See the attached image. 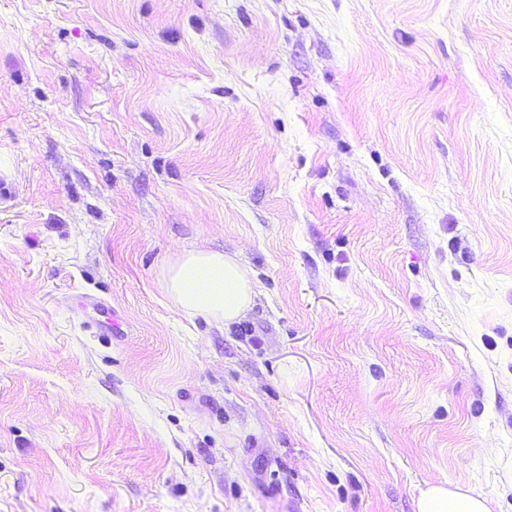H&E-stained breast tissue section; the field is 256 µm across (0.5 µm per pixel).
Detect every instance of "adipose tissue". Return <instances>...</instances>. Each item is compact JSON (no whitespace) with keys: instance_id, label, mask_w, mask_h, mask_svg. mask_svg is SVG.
Listing matches in <instances>:
<instances>
[{"instance_id":"adipose-tissue-1","label":"adipose tissue","mask_w":512,"mask_h":512,"mask_svg":"<svg viewBox=\"0 0 512 512\" xmlns=\"http://www.w3.org/2000/svg\"><path fill=\"white\" fill-rule=\"evenodd\" d=\"M169 301L179 312L203 314L228 325L253 307L261 284L237 255L191 247L177 251L162 273ZM416 512H488L484 495L433 485L423 490Z\"/></svg>"}]
</instances>
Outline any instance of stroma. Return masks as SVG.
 Listing matches in <instances>:
<instances>
[{
  "label": "stroma",
  "instance_id": "obj_1",
  "mask_svg": "<svg viewBox=\"0 0 512 512\" xmlns=\"http://www.w3.org/2000/svg\"><path fill=\"white\" fill-rule=\"evenodd\" d=\"M431 484L512 512V0H0V512ZM162 284L179 312L204 314L224 326L243 318L261 292L260 281L238 255L205 247L175 252L163 270Z\"/></svg>",
  "mask_w": 512,
  "mask_h": 512
}]
</instances>
